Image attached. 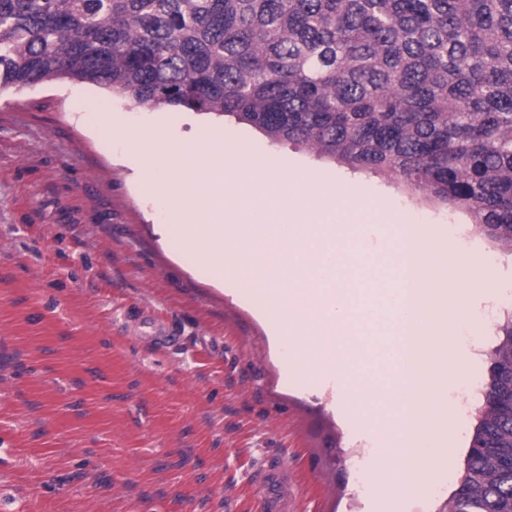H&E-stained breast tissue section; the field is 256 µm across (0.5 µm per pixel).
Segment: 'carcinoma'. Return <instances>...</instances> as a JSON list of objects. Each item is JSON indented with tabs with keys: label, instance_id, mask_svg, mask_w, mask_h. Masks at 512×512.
<instances>
[{
	"label": "carcinoma",
	"instance_id": "cac0c4a2",
	"mask_svg": "<svg viewBox=\"0 0 512 512\" xmlns=\"http://www.w3.org/2000/svg\"><path fill=\"white\" fill-rule=\"evenodd\" d=\"M65 79L233 115L512 228V0H0V90ZM493 434L448 512H512V419Z\"/></svg>",
	"mask_w": 512,
	"mask_h": 512
}]
</instances>
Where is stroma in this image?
<instances>
[{"mask_svg":"<svg viewBox=\"0 0 512 512\" xmlns=\"http://www.w3.org/2000/svg\"><path fill=\"white\" fill-rule=\"evenodd\" d=\"M68 80L0 91V512H263L252 477L288 469V512H392L361 475L377 447L327 389L282 374L283 351L231 292L160 240L111 135L149 124ZM255 167L354 179L424 224H470L385 176L277 143L232 116Z\"/></svg>","mask_w":512,"mask_h":512,"instance_id":"35a3bbf8","label":"stroma"}]
</instances>
